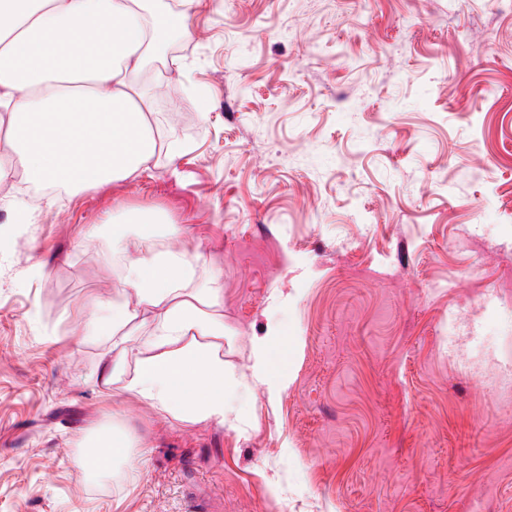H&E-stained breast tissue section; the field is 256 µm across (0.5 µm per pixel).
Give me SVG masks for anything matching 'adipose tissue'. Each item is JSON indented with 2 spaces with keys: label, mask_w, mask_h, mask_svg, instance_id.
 <instances>
[{
  "label": "adipose tissue",
  "mask_w": 512,
  "mask_h": 512,
  "mask_svg": "<svg viewBox=\"0 0 512 512\" xmlns=\"http://www.w3.org/2000/svg\"><path fill=\"white\" fill-rule=\"evenodd\" d=\"M145 0H0V184L81 192L136 179L166 148L152 121L156 87L137 75L152 54L143 43L161 35ZM196 253L159 248L144 233L125 254L112 298L111 355L97 381L190 423L231 422L227 392L265 384L273 359L268 338L250 342L243 372L227 371L221 269L194 288ZM147 315L150 336L130 341L125 328ZM130 437L102 432L87 471L132 462Z\"/></svg>",
  "instance_id": "1"
}]
</instances>
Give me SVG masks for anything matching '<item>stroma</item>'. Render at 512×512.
I'll return each mask as SVG.
<instances>
[{"instance_id": "35a3bbf8", "label": "stroma", "mask_w": 512, "mask_h": 512, "mask_svg": "<svg viewBox=\"0 0 512 512\" xmlns=\"http://www.w3.org/2000/svg\"><path fill=\"white\" fill-rule=\"evenodd\" d=\"M153 118L175 155L0 208V512H512V0H201ZM185 227L224 272V365L277 326L267 384L193 424L96 373L118 209ZM135 462L90 480L89 435Z\"/></svg>"}]
</instances>
